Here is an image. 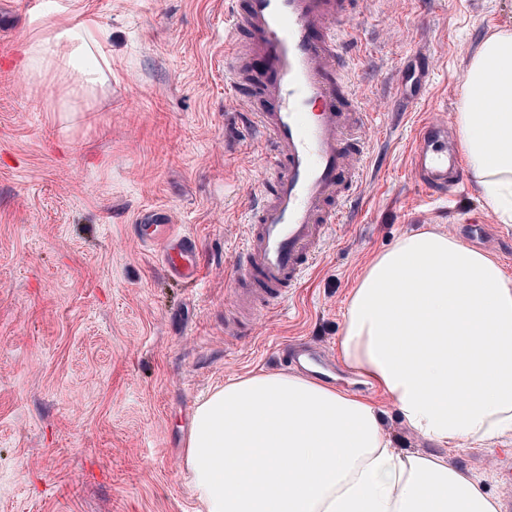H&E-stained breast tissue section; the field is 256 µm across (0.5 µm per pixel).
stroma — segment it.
<instances>
[{"mask_svg":"<svg viewBox=\"0 0 512 512\" xmlns=\"http://www.w3.org/2000/svg\"><path fill=\"white\" fill-rule=\"evenodd\" d=\"M61 15L111 34L112 84L94 99H60L56 72L19 65L30 29ZM346 25L361 36L354 79L385 163L298 294L243 334L224 312L264 158L226 87L224 0H48L39 13L0 0V512H198L183 471L196 405L285 370L293 341L337 355L352 288L405 234L450 231L512 277V227L469 174L435 200L410 166L416 126L453 122L467 60L512 28V0H359ZM148 210L195 241L199 282L142 238ZM335 370V385L382 408L395 448L436 453L372 384ZM447 455L512 500L499 473L512 437Z\"/></svg>","mask_w":512,"mask_h":512,"instance_id":"1","label":"stroma"}]
</instances>
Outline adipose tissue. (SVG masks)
I'll return each instance as SVG.
<instances>
[{"label":"adipose tissue","mask_w":512,"mask_h":512,"mask_svg":"<svg viewBox=\"0 0 512 512\" xmlns=\"http://www.w3.org/2000/svg\"><path fill=\"white\" fill-rule=\"evenodd\" d=\"M74 49L61 51L62 39ZM108 33L86 20L30 32L27 59L84 60L79 87L112 78ZM494 100L495 111H476ZM455 123L480 198L512 224V31L487 36ZM342 364L413 430L446 448L512 436V278L455 235L415 231L368 264L345 306ZM371 399L298 374L233 379L196 406L184 467L200 512H497L482 478L392 448Z\"/></svg>","instance_id":"ef3b65f1"}]
</instances>
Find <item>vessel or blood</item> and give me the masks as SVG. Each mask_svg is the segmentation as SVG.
I'll use <instances>...</instances> for the list:
<instances>
[{"instance_id":"vessel-or-blood-1","label":"vessel or blood","mask_w":512,"mask_h":512,"mask_svg":"<svg viewBox=\"0 0 512 512\" xmlns=\"http://www.w3.org/2000/svg\"><path fill=\"white\" fill-rule=\"evenodd\" d=\"M351 0H224V72L235 99L262 131L266 166L260 192L242 219V246L232 267L234 303L228 325L251 324L301 288L329 228L342 223L362 181L371 121L344 54L340 26ZM411 167L426 190L444 195L460 169L445 124L422 121ZM141 219L160 242L168 266L185 279L199 273L190 237L153 212Z\"/></svg>"}]
</instances>
